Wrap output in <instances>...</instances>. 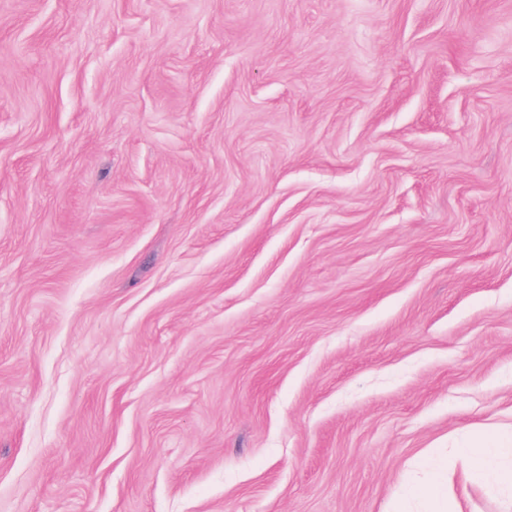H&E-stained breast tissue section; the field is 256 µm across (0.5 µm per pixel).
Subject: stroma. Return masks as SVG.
<instances>
[{
  "label": "stroma",
  "instance_id": "35a3bbf8",
  "mask_svg": "<svg viewBox=\"0 0 512 512\" xmlns=\"http://www.w3.org/2000/svg\"><path fill=\"white\" fill-rule=\"evenodd\" d=\"M512 431V0H0V512H383Z\"/></svg>",
  "mask_w": 512,
  "mask_h": 512
}]
</instances>
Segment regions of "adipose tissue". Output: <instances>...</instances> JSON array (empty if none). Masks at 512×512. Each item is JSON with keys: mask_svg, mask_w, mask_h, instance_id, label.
<instances>
[{"mask_svg": "<svg viewBox=\"0 0 512 512\" xmlns=\"http://www.w3.org/2000/svg\"><path fill=\"white\" fill-rule=\"evenodd\" d=\"M418 465L423 479L406 485L389 501L386 512H461L455 482L460 472L487 494L506 496L512 508V442H498L480 431L460 448L424 449Z\"/></svg>", "mask_w": 512, "mask_h": 512, "instance_id": "obj_1", "label": "adipose tissue"}]
</instances>
